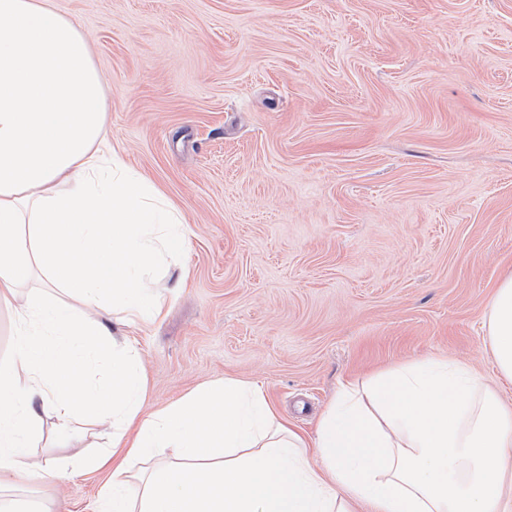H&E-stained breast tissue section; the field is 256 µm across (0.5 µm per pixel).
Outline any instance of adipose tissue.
I'll return each instance as SVG.
<instances>
[{"label": "adipose tissue", "mask_w": 512, "mask_h": 512, "mask_svg": "<svg viewBox=\"0 0 512 512\" xmlns=\"http://www.w3.org/2000/svg\"><path fill=\"white\" fill-rule=\"evenodd\" d=\"M106 79L81 25L50 0H0V512H34L22 485L111 466L94 512H512V405L466 365L433 357L341 389L314 438L284 423L261 382L197 386L141 417L146 379L127 328L157 321L155 272L189 226L105 152ZM123 317L108 325L104 300ZM487 338L512 380V273ZM54 421L112 429V449L27 460ZM12 317L9 306H0V360L12 354Z\"/></svg>", "instance_id": "adipose-tissue-1"}]
</instances>
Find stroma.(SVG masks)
<instances>
[{
	"instance_id": "stroma-1",
	"label": "stroma",
	"mask_w": 512,
	"mask_h": 512,
	"mask_svg": "<svg viewBox=\"0 0 512 512\" xmlns=\"http://www.w3.org/2000/svg\"><path fill=\"white\" fill-rule=\"evenodd\" d=\"M105 74L106 151L190 226L185 288L131 329L144 413L231 377L313 432L433 356L512 401L486 338L512 271V0H51ZM85 420L33 462L106 449ZM111 472L49 481L93 512Z\"/></svg>"
}]
</instances>
